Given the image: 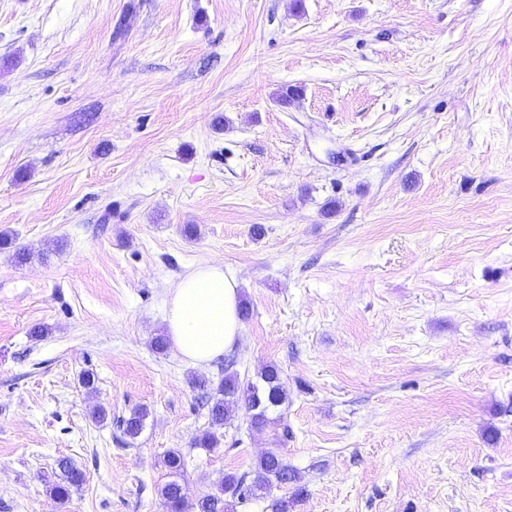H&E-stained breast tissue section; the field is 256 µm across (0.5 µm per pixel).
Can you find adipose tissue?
<instances>
[{
    "label": "adipose tissue",
    "instance_id": "obj_1",
    "mask_svg": "<svg viewBox=\"0 0 512 512\" xmlns=\"http://www.w3.org/2000/svg\"><path fill=\"white\" fill-rule=\"evenodd\" d=\"M240 283L223 264L205 262L171 289L166 310L176 351L197 366L209 365L238 344Z\"/></svg>",
    "mask_w": 512,
    "mask_h": 512
}]
</instances>
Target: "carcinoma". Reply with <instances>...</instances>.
Instances as JSON below:
<instances>
[{
    "label": "carcinoma",
    "mask_w": 512,
    "mask_h": 512,
    "mask_svg": "<svg viewBox=\"0 0 512 512\" xmlns=\"http://www.w3.org/2000/svg\"><path fill=\"white\" fill-rule=\"evenodd\" d=\"M192 387L202 391L208 411V429L196 435L192 440L194 448H215L220 443L217 430L239 408L249 413L251 425L259 428L269 422V414L281 406L287 399L281 383L280 369L269 364L260 373L257 383H240L237 375L224 374L218 384L194 377ZM148 411L138 409L129 417L120 420L123 433L137 438L144 429ZM164 463L172 480L160 490L164 512H185V498L178 478L186 471L185 458L178 451L169 452ZM60 481L53 484L51 492L63 501L69 498L71 490L84 481V473L67 460H60ZM297 472L288 466L282 456L275 451L264 453L249 474L238 475L233 472L224 474L216 489L203 494L196 502L197 512H229L230 501L247 497H259L270 492L273 486L296 483Z\"/></svg>",
    "instance_id": "carcinoma-1"
}]
</instances>
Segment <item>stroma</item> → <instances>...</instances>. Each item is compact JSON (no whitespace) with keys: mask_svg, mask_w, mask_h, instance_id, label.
Here are the masks:
<instances>
[{"mask_svg":"<svg viewBox=\"0 0 512 512\" xmlns=\"http://www.w3.org/2000/svg\"><path fill=\"white\" fill-rule=\"evenodd\" d=\"M1 233L0 512H163L171 450L190 505L275 450L233 512H512V0H0ZM206 261L288 395L211 449L222 362L151 347ZM248 474L224 473L216 489L206 492L197 500L196 512H228L230 502L235 499L257 498L269 493L274 485L299 481L297 472L275 451L264 453ZM58 467L61 472V478L59 482L53 484L51 492L57 499L64 501L69 498L72 488L78 487L83 483L84 473L64 459L59 461Z\"/></svg>","mask_w":512,"mask_h":512,"instance_id":"1","label":"stroma"}]
</instances>
